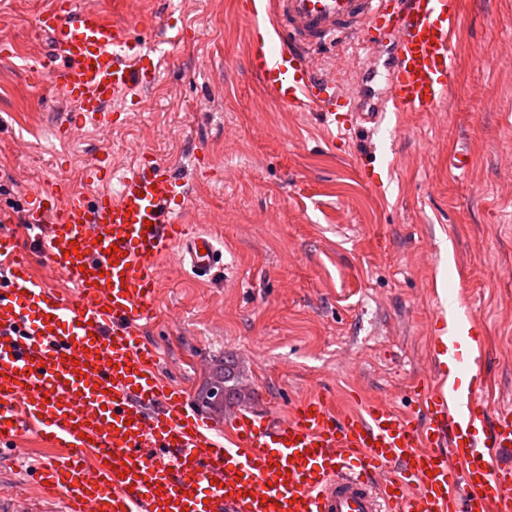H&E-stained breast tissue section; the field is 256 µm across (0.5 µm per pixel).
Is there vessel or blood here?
Returning a JSON list of instances; mask_svg holds the SVG:
<instances>
[{
    "mask_svg": "<svg viewBox=\"0 0 512 512\" xmlns=\"http://www.w3.org/2000/svg\"><path fill=\"white\" fill-rule=\"evenodd\" d=\"M92 0H47L36 15L49 42L43 77L72 104L57 127L112 125V102L153 87L158 66L123 19ZM459 0H250L249 64L264 92L294 112H316L331 140L342 94L312 65L325 48H365L364 27L396 34L379 106L429 112L454 72ZM188 195L175 172L140 156L118 192L88 196L62 185L37 191L23 215L76 298L34 280L29 260L0 236V446L25 435L48 455L38 471L63 512H512V404L486 391L491 357L473 336L434 350L467 375V390H420L412 411L368 402L335 411L319 395L286 416L242 410L223 429L162 374L140 339L155 317L156 263L174 247L197 274L218 251L189 232Z\"/></svg>",
    "mask_w": 512,
    "mask_h": 512,
    "instance_id": "vessel-or-blood-1",
    "label": "vessel or blood"
}]
</instances>
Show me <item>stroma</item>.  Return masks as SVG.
I'll return each instance as SVG.
<instances>
[{"label": "stroma", "mask_w": 512, "mask_h": 512, "mask_svg": "<svg viewBox=\"0 0 512 512\" xmlns=\"http://www.w3.org/2000/svg\"><path fill=\"white\" fill-rule=\"evenodd\" d=\"M36 2L0 0L15 44L0 58V173L15 181L0 209L60 179L87 194L118 190L143 151L173 166L189 193L186 222L213 237L222 264L200 278L163 257L142 340L195 400L217 368L234 367L241 395L210 418L284 415L314 393L338 410L363 400L410 410L431 374L436 317L450 305L491 355L492 401L512 397V0H460L455 78L433 111L335 145L315 115L260 91L244 0H129L161 79L138 103L113 102L110 131L89 125L60 141L57 121L72 106L31 80L48 50L34 31ZM162 20L185 40L155 34ZM368 37L354 68L335 51L317 55L345 70V91L371 73L365 110L394 49L390 29ZM106 156L115 179L86 182ZM0 233L32 251L35 278L71 292L31 250L27 225L0 223Z\"/></svg>", "instance_id": "35a3bbf8"}]
</instances>
